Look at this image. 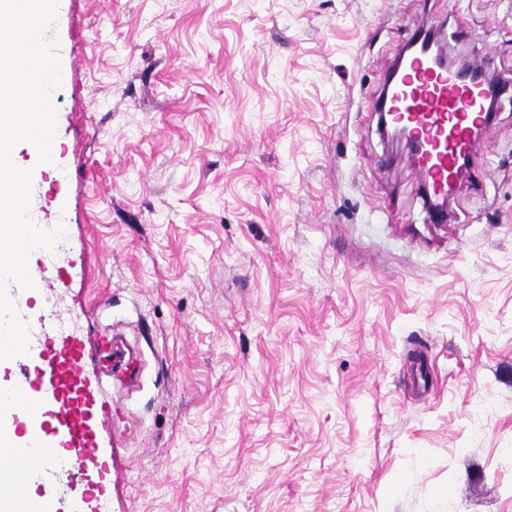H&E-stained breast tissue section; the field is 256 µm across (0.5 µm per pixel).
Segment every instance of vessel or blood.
<instances>
[{
  "label": "vessel or blood",
  "mask_w": 512,
  "mask_h": 512,
  "mask_svg": "<svg viewBox=\"0 0 512 512\" xmlns=\"http://www.w3.org/2000/svg\"><path fill=\"white\" fill-rule=\"evenodd\" d=\"M388 84L383 112L390 123L410 129L418 145L412 161L429 194L446 195L459 165L476 156L473 130L487 124V107L502 85L474 70L439 67L421 46L390 73ZM84 355V344L76 339L45 344L38 364L20 369L0 394V411L19 407L39 428L22 455L0 435V497L13 499L14 512L31 509L21 495L26 458L48 467L63 463L80 475L98 466L94 418L109 414L110 407L86 387Z\"/></svg>",
  "instance_id": "1"
}]
</instances>
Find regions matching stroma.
Wrapping results in <instances>:
<instances>
[{"mask_svg":"<svg viewBox=\"0 0 512 512\" xmlns=\"http://www.w3.org/2000/svg\"><path fill=\"white\" fill-rule=\"evenodd\" d=\"M419 27L509 86L443 224L378 127ZM51 33L26 318L112 405L97 512H512V0H59Z\"/></svg>","mask_w":512,"mask_h":512,"instance_id":"1","label":"stroma"}]
</instances>
